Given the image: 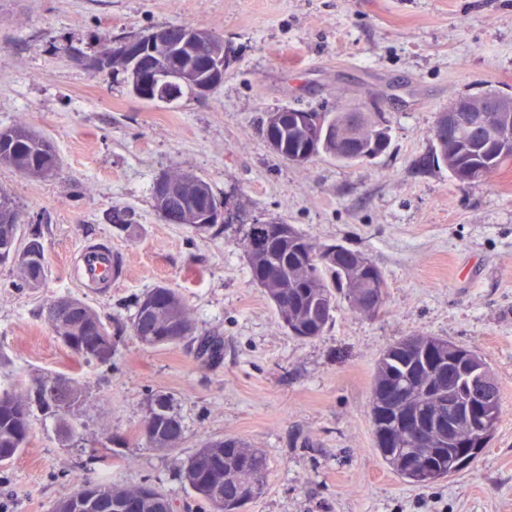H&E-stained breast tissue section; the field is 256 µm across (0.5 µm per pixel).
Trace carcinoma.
Wrapping results in <instances>:
<instances>
[{
  "instance_id": "cac0c4a2",
  "label": "carcinoma",
  "mask_w": 512,
  "mask_h": 512,
  "mask_svg": "<svg viewBox=\"0 0 512 512\" xmlns=\"http://www.w3.org/2000/svg\"><path fill=\"white\" fill-rule=\"evenodd\" d=\"M189 81L169 85L164 94L151 96L146 102L158 99L173 101L192 91L196 73ZM298 113L283 109L281 126L277 129L282 147L281 158L286 160L306 148V141L297 127ZM330 119V132L318 155L341 158L350 147L372 148L376 156L390 146L389 127L378 129L380 112H351L336 107L325 113ZM434 145V153L419 161L423 167L439 164L458 182L477 183L512 162V152L491 157V151L481 150V135L473 130L459 138L454 131L443 129ZM0 153L7 154V165L29 177H42L56 170L59 157L53 144L23 126L0 130ZM155 207L167 224H181L195 234L211 232L213 224H192L187 219L181 200L157 202ZM113 226L129 236L137 233L138 225L128 207L115 205L110 212ZM253 226H248L237 246L245 254L250 281L260 279L257 287L276 310L281 326L287 331H300L315 339L322 335L336 311L338 297L350 307L366 315L365 292L374 288L367 272L345 271L328 256L330 244L318 245L298 229L291 237L264 234L257 248L248 249ZM10 264L16 270L21 285L36 288L30 264L0 250V265ZM57 315H47L53 335L77 361H95L110 365L124 337L135 338L145 348H163L187 343L211 365L224 359V339L215 332L197 335L189 309L180 293L165 285L147 289L134 301V313L126 321H116L109 328L96 311L84 301L61 297ZM453 343L437 336L413 335L388 346L374 367L370 399V416L376 448L383 462L409 484L427 487L448 477V460L455 449L433 436L426 448H408L403 430L397 421L417 411L430 418L446 411L448 394L460 386L468 387L460 375L443 377L436 370L448 371L440 364L441 354L448 353ZM64 387L80 407L84 391L71 378L63 375L45 376L34 388L13 387L0 391V467L10 464L26 447L30 438L29 419L38 408L55 419L62 441L77 437L73 424L76 411L56 414L54 401L59 387ZM501 414V401L495 403L494 423L485 428L469 429L465 437L472 441L493 439ZM185 436L183 417L174 399L166 394L153 395L148 400L146 417L138 437L149 448L171 451L180 447ZM268 458L261 448L251 446L236 436L209 438L180 466L183 483L205 504L207 512H239L237 500L231 496L236 485H247L254 496L261 495L268 478ZM148 483L119 486L110 482L83 483L63 494L54 504L53 512H100L101 501L123 503L141 499L139 512H174L171 497L158 493L147 497L143 490Z\"/></svg>"
}]
</instances>
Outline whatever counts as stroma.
<instances>
[{
  "label": "stroma",
  "instance_id": "1",
  "mask_svg": "<svg viewBox=\"0 0 512 512\" xmlns=\"http://www.w3.org/2000/svg\"><path fill=\"white\" fill-rule=\"evenodd\" d=\"M168 25L223 35L231 62L214 92L151 104L123 75L80 63ZM364 90L391 129L380 158L297 165L266 146V113L325 112ZM484 93L512 96V0H0V129L29 127L60 157L45 178L0 164L20 237L40 230L47 262L34 289L0 266V389L63 374L85 390L74 441L31 416L27 446L0 471V512H51L77 482L104 478L151 482L176 512H198L180 464L225 435L268 456L266 489L245 512H512V166L461 184L418 165L439 114ZM175 170L206 181L232 223L203 235L164 223L152 186ZM116 203L134 210L135 236L110 223ZM273 217L364 252L386 282L379 315L343 301L322 336H289L235 245L245 225ZM99 242L129 267L106 291L82 287L73 267ZM160 283L179 291L196 333L223 336L220 365L130 336L113 364L79 363L45 321L63 295L104 323L125 320L129 301ZM413 333L477 351L501 390L488 448L429 487L382 463L369 416L377 359ZM158 393L186 424L172 451L137 436Z\"/></svg>",
  "mask_w": 512,
  "mask_h": 512
}]
</instances>
